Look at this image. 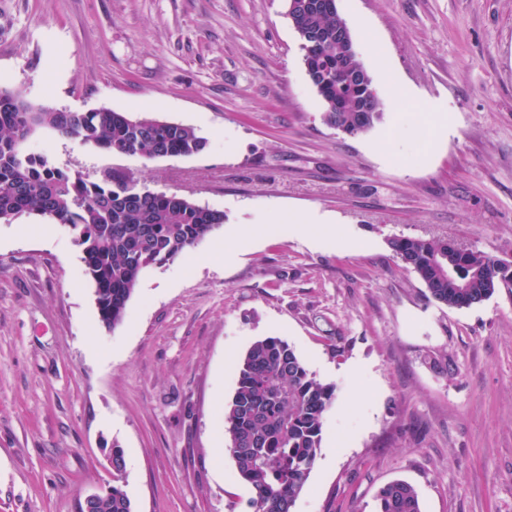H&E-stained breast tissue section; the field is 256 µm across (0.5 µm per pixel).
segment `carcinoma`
I'll return each mask as SVG.
<instances>
[{
  "instance_id": "carcinoma-1",
  "label": "carcinoma",
  "mask_w": 512,
  "mask_h": 512,
  "mask_svg": "<svg viewBox=\"0 0 512 512\" xmlns=\"http://www.w3.org/2000/svg\"><path fill=\"white\" fill-rule=\"evenodd\" d=\"M336 14L308 8L296 20L304 34L321 35L303 63L321 70L326 82L313 83L322 99L324 121L353 135L374 126L383 115L379 96L365 112V90L352 86L343 71L363 65L346 45H336ZM48 130L81 146L114 155L189 156L207 141L195 128L159 124L151 116L133 117L100 107L74 112L36 105L0 87V223L38 216L66 225L82 250L85 271L94 285L100 321L113 328L126 315L141 275L195 248L224 224V212L194 200L157 192L117 169L96 181L82 172L61 168L29 150L37 131ZM391 249L425 284L431 298L451 308H469L498 288H512V269L495 257L469 248L457 267L465 288L448 285V241L396 237ZM335 399V386L318 380L295 350L277 337L251 344L238 369L237 387L224 405L227 452L238 476L251 488L252 512H290L309 479L321 447L324 420ZM126 468L122 448L112 447V478ZM376 512H422L415 487L394 480L379 488ZM94 512H133L132 502L117 485Z\"/></svg>"
}]
</instances>
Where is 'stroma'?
Masks as SVG:
<instances>
[{
    "label": "stroma",
    "instance_id": "obj_1",
    "mask_svg": "<svg viewBox=\"0 0 512 512\" xmlns=\"http://www.w3.org/2000/svg\"><path fill=\"white\" fill-rule=\"evenodd\" d=\"M338 12L379 97L410 92L356 136L324 122L283 0H0V87L207 140L147 160L43 133L32 151L226 215L148 269L111 330L66 226L0 223V512H78L111 486L114 444L135 512H251L224 405L268 336L336 388L292 512H373L397 479L423 512H512V288L444 306L389 245L512 262V0Z\"/></svg>",
    "mask_w": 512,
    "mask_h": 512
}]
</instances>
